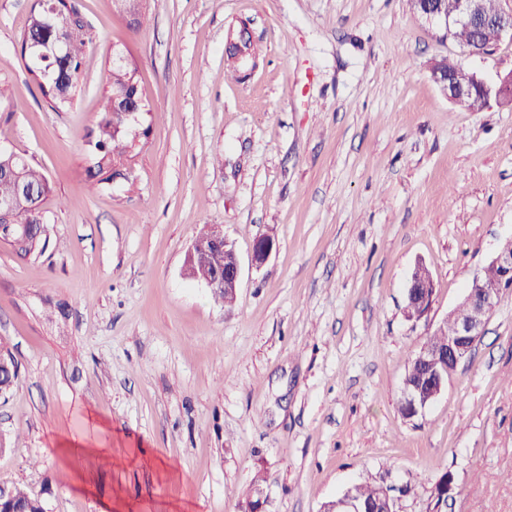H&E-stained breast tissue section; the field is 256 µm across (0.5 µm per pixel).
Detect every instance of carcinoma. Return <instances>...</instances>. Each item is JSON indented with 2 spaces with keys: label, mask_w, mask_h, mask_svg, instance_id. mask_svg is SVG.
Masks as SVG:
<instances>
[{
  "label": "carcinoma",
  "mask_w": 512,
  "mask_h": 512,
  "mask_svg": "<svg viewBox=\"0 0 512 512\" xmlns=\"http://www.w3.org/2000/svg\"><path fill=\"white\" fill-rule=\"evenodd\" d=\"M116 10L130 19L135 28L143 26V0H113ZM66 30L63 48L29 62L26 70L37 86L42 99L54 110L70 106L81 92L79 76L88 50L89 38L77 0H37L30 9L22 40H52L58 29ZM136 68L124 65L111 67L107 88L100 111L87 137L92 165L86 169L88 180L99 185L122 176L115 149L123 142L124 130L129 127L125 113L137 109L145 111L141 99ZM50 192L48 179L30 161L13 151L0 149V202H13L10 224L21 227L35 239L27 248L13 250L19 257L30 252L41 253L48 246L49 237L40 212L44 197ZM18 377V366L9 349L0 345V393L10 390ZM428 371L411 359L405 380L414 385L427 381ZM355 497L363 503L374 504L383 498L387 488L367 483L351 487ZM0 512H45L42 499L28 489L11 484V498L0 504Z\"/></svg>",
  "instance_id": "obj_1"
}]
</instances>
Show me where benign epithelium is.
<instances>
[{"instance_id": "1", "label": "benign epithelium", "mask_w": 512, "mask_h": 512, "mask_svg": "<svg viewBox=\"0 0 512 512\" xmlns=\"http://www.w3.org/2000/svg\"><path fill=\"white\" fill-rule=\"evenodd\" d=\"M423 16L442 23L447 29L465 27L482 30L490 26L495 29L497 40H512V11L498 20L490 21L483 12L481 0H426ZM429 71L433 82L453 103L479 91L486 103L494 99L502 105L512 106V72L499 76L497 83L490 85L477 73L464 69L449 73L435 63L430 66ZM212 245H219L224 249V273H216L201 280V283L211 293L224 288H237L241 276L240 261L233 243L220 229L211 239L194 240L186 254L185 270L191 271ZM276 249L277 242L272 236L257 237L253 246L252 263L257 267L263 265ZM489 266L497 270V280L489 283L480 273H475L469 281L466 294L448 312V316L454 321V333L448 336L447 348L443 350L424 343L418 350L417 360L431 366L434 379L426 391L411 386L404 387V405L410 408L415 417L423 414L442 393L449 376L471 354L503 294L512 290V237L500 244L489 261ZM433 297L430 286H422L416 280H410L405 297V311L409 319L419 320L426 316L432 306ZM323 512H367V509L347 491L336 500L325 504Z\"/></svg>"}]
</instances>
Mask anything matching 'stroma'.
<instances>
[{"mask_svg": "<svg viewBox=\"0 0 512 512\" xmlns=\"http://www.w3.org/2000/svg\"><path fill=\"white\" fill-rule=\"evenodd\" d=\"M82 92L51 110L19 36L32 0H0V147L45 172L50 234L0 244V341L19 368L0 394V481L46 512H320L361 482L429 512H512V292L422 415L400 411L409 362L470 277L512 236V108L456 107L427 64L488 81L512 41L472 54L406 0H80ZM247 21L255 67L225 46ZM148 107L126 177L90 186L85 136L113 49ZM242 276L232 306L185 278L203 225ZM277 249L251 263L255 238ZM435 295L404 313L416 263Z\"/></svg>", "mask_w": 512, "mask_h": 512, "instance_id": "1", "label": "stroma"}]
</instances>
